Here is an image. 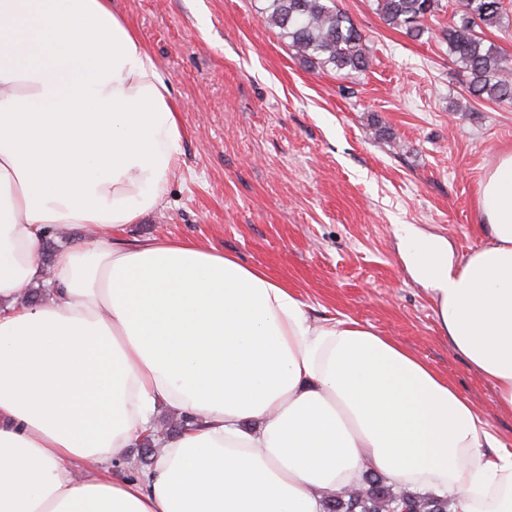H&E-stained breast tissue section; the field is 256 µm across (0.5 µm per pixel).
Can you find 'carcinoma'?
Instances as JSON below:
<instances>
[{"instance_id": "cac0c4a2", "label": "carcinoma", "mask_w": 512, "mask_h": 512, "mask_svg": "<svg viewBox=\"0 0 512 512\" xmlns=\"http://www.w3.org/2000/svg\"><path fill=\"white\" fill-rule=\"evenodd\" d=\"M456 19L441 30L454 61L468 74L471 93L496 102H512V59L484 43L483 28L499 24L503 0H458ZM387 24L418 39L440 12L441 0H377ZM266 23L279 28L289 49L304 63H323L349 73L370 68L366 36L336 0H270ZM400 499L409 512H451L446 499L397 494L395 484L375 473L354 493L324 496V512H387Z\"/></svg>"}]
</instances>
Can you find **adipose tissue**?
I'll return each instance as SVG.
<instances>
[{"mask_svg":"<svg viewBox=\"0 0 512 512\" xmlns=\"http://www.w3.org/2000/svg\"><path fill=\"white\" fill-rule=\"evenodd\" d=\"M172 88L112 0H0V512H323L374 471L452 512H512V449L446 377L264 269L128 239L179 167ZM485 239L396 228L439 328L512 411V150L481 181ZM62 227L88 237L37 260ZM42 285L39 304L23 292ZM168 406L139 477L127 450Z\"/></svg>","mask_w":512,"mask_h":512,"instance_id":"adipose-tissue-1","label":"adipose tissue"}]
</instances>
